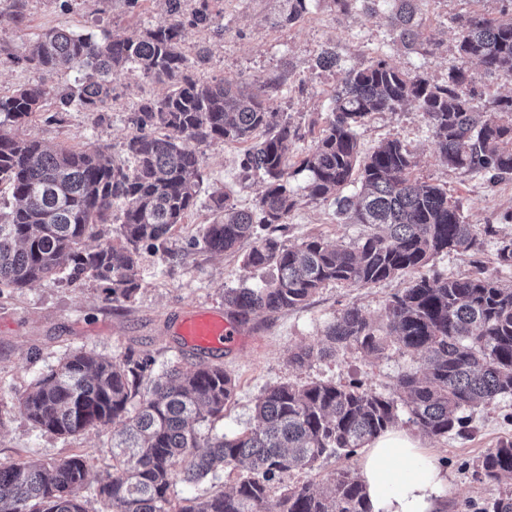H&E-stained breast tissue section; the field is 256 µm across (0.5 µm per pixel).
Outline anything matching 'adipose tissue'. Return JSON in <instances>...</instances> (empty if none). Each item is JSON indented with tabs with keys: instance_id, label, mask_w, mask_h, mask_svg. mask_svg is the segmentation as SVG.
Listing matches in <instances>:
<instances>
[{
	"instance_id": "1",
	"label": "adipose tissue",
	"mask_w": 512,
	"mask_h": 512,
	"mask_svg": "<svg viewBox=\"0 0 512 512\" xmlns=\"http://www.w3.org/2000/svg\"><path fill=\"white\" fill-rule=\"evenodd\" d=\"M359 477L371 512H445V472L418 434L387 429L362 451Z\"/></svg>"
}]
</instances>
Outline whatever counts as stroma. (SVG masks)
<instances>
[{"label":"stroma","instance_id":"35a3bbf8","mask_svg":"<svg viewBox=\"0 0 512 512\" xmlns=\"http://www.w3.org/2000/svg\"><path fill=\"white\" fill-rule=\"evenodd\" d=\"M13 0H0V92L38 86L46 105L55 95L74 86L78 70L47 73L26 63L37 38L51 29L90 33L96 37L122 36L134 29L156 25L165 13L156 0H25L23 20L13 17ZM224 24L223 37L203 29L184 32L183 47L189 58L203 54L205 65L193 68L194 77L222 79L241 87L271 83V105L298 127L301 138L290 144L288 189L296 204L281 233L286 245L296 246L318 236L326 243L350 246L366 232L361 224L343 223L332 202L309 197V176L298 171L300 159L312 147L329 114L331 95L342 70L383 59L400 71L444 82L456 65L453 19L473 11L497 17L502 0H421L423 37L432 51L409 50L395 43L389 15L392 0H382L378 13H343L330 0H310L307 11L293 25L276 26L284 0H209ZM333 47L340 69L321 70L315 59L322 48ZM118 96L98 112H64L49 120L40 112L20 129L21 135L51 149L100 148L116 160L124 158V143L132 131L130 116L144 98L165 96L169 87L148 82L130 72L114 75ZM361 153L373 151L382 141L400 139L413 153L414 175L441 186L456 201L467 223L483 233L477 256L444 252L436 256V269L451 277H464L481 262L503 284H512V271L496 262L500 240L512 236V178L489 184L486 178L449 168L439 157L428 121L416 105L396 112L377 113L356 129ZM245 144L217 142L200 145L202 182L197 203L182 224L175 227L168 257L143 252L141 287L129 300L113 298L105 281L68 283L64 275L46 278L20 289L0 291V464L46 463L74 455L87 458L100 472L112 469L111 430H91L63 437L41 430L28 420L21 397L42 374L74 351L122 361L129 354L154 360L153 374L178 365L218 364L231 373L237 394L223 417L201 424L202 434L219 436L255 425L254 404L264 388L281 383L329 381L345 384L357 379L372 391L391 393L398 378L416 368L417 359L391 349L380 359L355 349L314 360L303 369L289 361L298 345L313 343L324 327L351 305L371 319H379L390 297L405 288L400 276L363 288L331 284L321 289L304 308L256 316L241 326L237 345L218 352L187 346L176 333L175 322L198 309L223 310L224 291L252 286L269 278L270 270L244 268L235 254L211 253L197 246L205 224L210 223V197L229 191L234 203L254 207L260 185L247 178L239 162ZM472 433L429 440L437 462L448 473V512H475L493 499L507 483H487L474 474L475 460L506 439L512 440V398L470 412Z\"/></svg>","mask_w":512,"mask_h":512}]
</instances>
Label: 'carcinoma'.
<instances>
[{
  "mask_svg": "<svg viewBox=\"0 0 512 512\" xmlns=\"http://www.w3.org/2000/svg\"><path fill=\"white\" fill-rule=\"evenodd\" d=\"M184 2L164 0V22L124 36L97 40L51 29L25 57L46 72L70 63L85 70L77 88L59 94L57 112L101 111L118 96L112 75L123 70L170 91L135 105L122 164L99 149L48 150L0 120V187L15 200L0 209V288L21 289L66 269L71 282L106 281L113 294L131 298L140 288L142 247H165L195 206L202 181L198 146L213 141L248 144L240 166L262 191L253 211L225 192L212 194L214 218L199 243L213 253H241L247 268L275 270L270 280L224 290L228 316L239 324L303 308L330 284L365 287L424 269L443 252L479 250L475 225L445 189L413 177L414 156L399 139L363 156L355 129L373 114L415 103L448 167L492 183L511 176L512 95L494 97L493 111L484 110L467 63L512 77V17L502 22L473 12L456 20L461 65L449 69L444 83L412 77L382 59L344 72L326 125L299 168L309 172L310 197L334 199L344 223L366 224L371 232L354 246L311 237L290 247L276 232L295 206L288 149L298 129L271 107L266 88L244 91L189 73L180 44L185 25L217 35L224 26L208 0L188 17ZM332 2L342 12L358 6L376 12L377 0ZM418 2L395 0L391 26L405 48L423 45ZM287 3L280 16L285 25L307 10V0ZM43 98L39 86L1 94L0 116L19 127L42 110ZM99 224L119 225V242L84 247ZM393 346L424 355L393 392L359 382L279 383L258 397L254 427L220 437L201 435L198 425L224 416L235 395L236 381L224 368L173 366L144 390L152 358L113 362L72 352L40 376L20 404L35 425L59 436L112 430V473L97 472L79 455L39 466L0 465V512H87L74 495L82 487L93 490L105 512H270V491L283 474L311 469L330 455L347 464L323 486L284 487L276 512H370L349 460L395 426L401 411L429 437L465 436L466 411L512 396V285L480 265L466 277L422 273L391 297L380 320L347 307L290 362L302 369L351 348L381 358ZM227 468L238 474L224 491L173 502L176 481L196 483ZM475 475L488 483L511 477L512 440L480 456ZM480 512H512V490Z\"/></svg>",
  "mask_w": 512,
  "mask_h": 512,
  "instance_id": "1",
  "label": "carcinoma"
}]
</instances>
